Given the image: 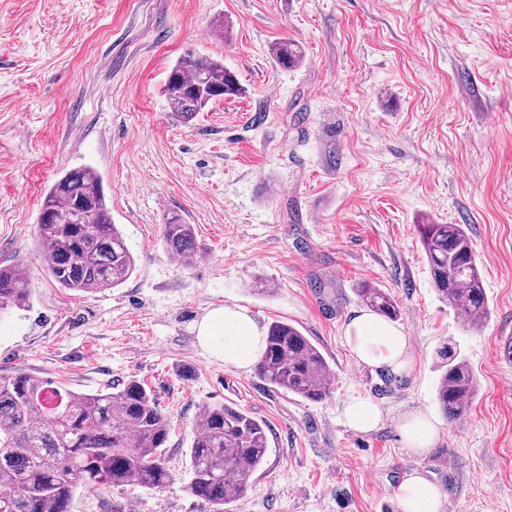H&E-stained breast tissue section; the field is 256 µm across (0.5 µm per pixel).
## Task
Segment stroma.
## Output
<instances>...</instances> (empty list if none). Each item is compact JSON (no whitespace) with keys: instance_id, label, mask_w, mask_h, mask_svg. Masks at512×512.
<instances>
[{"instance_id":"1","label":"stroma","mask_w":512,"mask_h":512,"mask_svg":"<svg viewBox=\"0 0 512 512\" xmlns=\"http://www.w3.org/2000/svg\"><path fill=\"white\" fill-rule=\"evenodd\" d=\"M285 37L305 51L297 68L272 58ZM190 51L223 61L245 93L185 123L163 89ZM86 165L135 259L123 285L93 294L60 287L36 247L45 189ZM173 216L195 228L186 268L162 240ZM427 219L468 227L491 312L478 329L434 288ZM5 265L27 271L33 306L0 319V374L76 392L135 378L172 419L164 490H81L71 512H206L187 451L216 402L267 426L269 453L233 512H400L413 470L440 487L441 512H512V0H0ZM363 280L399 307L404 379L344 342ZM224 303L309 336L330 396L209 358L194 326ZM447 344L478 381L455 421L436 400ZM357 395L380 404L377 430L344 424ZM413 409L439 420L421 458L397 430Z\"/></svg>"}]
</instances>
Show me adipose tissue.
Returning a JSON list of instances; mask_svg holds the SVG:
<instances>
[{
	"label": "adipose tissue",
	"instance_id": "adipose-tissue-1",
	"mask_svg": "<svg viewBox=\"0 0 512 512\" xmlns=\"http://www.w3.org/2000/svg\"><path fill=\"white\" fill-rule=\"evenodd\" d=\"M199 346L212 358L239 370H249L265 351V333L244 308L237 305L209 307L195 326ZM344 341L360 364L387 369L401 376L411 368L409 340L394 323L380 315L359 310L343 329ZM400 439L414 455H427L439 440V424L427 412L407 413L399 424ZM395 497L401 512H439V487L418 472L407 474Z\"/></svg>",
	"mask_w": 512,
	"mask_h": 512
}]
</instances>
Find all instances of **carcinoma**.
Here are the masks:
<instances>
[{
	"label": "carcinoma",
	"mask_w": 512,
	"mask_h": 512,
	"mask_svg": "<svg viewBox=\"0 0 512 512\" xmlns=\"http://www.w3.org/2000/svg\"><path fill=\"white\" fill-rule=\"evenodd\" d=\"M275 63L292 69L300 45H273ZM245 92L224 62L186 54L170 70L165 95L177 117L191 121L218 100ZM169 255L189 266L197 255L194 227L172 217L162 225ZM38 245L44 269L61 287L83 293L116 288L135 270V260L112 214L100 175L91 168L65 173L41 201ZM420 238L434 287L471 328L490 315L480 266L463 224H422ZM355 293L372 311L394 321V299L373 282ZM29 280L16 266L0 267V313L30 306ZM442 374L436 399L450 420L469 410L477 381L456 350L439 352ZM266 382L300 398L331 394L330 366L301 330L275 321L257 364ZM171 422L158 398L129 379L94 393L57 387L24 371L0 374V512H71L79 490L139 485L161 490L172 480L165 449ZM269 451L265 423L224 403L204 407L189 449V493L209 512H232L249 477Z\"/></svg>",
	"instance_id": "cac0c4a2"
}]
</instances>
